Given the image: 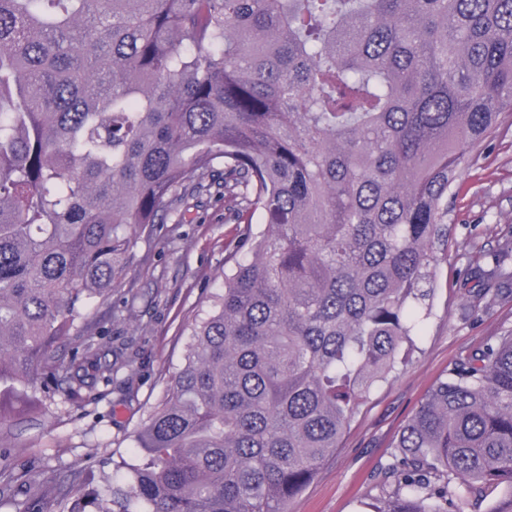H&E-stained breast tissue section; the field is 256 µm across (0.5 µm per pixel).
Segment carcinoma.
Here are the masks:
<instances>
[{
  "mask_svg": "<svg viewBox=\"0 0 512 512\" xmlns=\"http://www.w3.org/2000/svg\"><path fill=\"white\" fill-rule=\"evenodd\" d=\"M512 115V0H0V427L112 381L137 230L224 179L243 257L135 437L63 512H286L409 364L457 170ZM78 339L68 357L61 345ZM375 512H512V334L460 358Z\"/></svg>",
  "mask_w": 512,
  "mask_h": 512,
  "instance_id": "carcinoma-1",
  "label": "carcinoma"
}]
</instances>
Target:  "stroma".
<instances>
[{"label": "stroma", "instance_id": "1", "mask_svg": "<svg viewBox=\"0 0 512 512\" xmlns=\"http://www.w3.org/2000/svg\"><path fill=\"white\" fill-rule=\"evenodd\" d=\"M187 205L185 223L139 229L135 264L90 316L112 338V383L83 391L78 404L57 393L42 412L0 431L15 471L0 512L27 501L37 512H59L56 491L87 485L107 497L122 485L114 460L132 459L134 436L182 366L191 328L223 286L245 231L264 229L259 215L249 227L225 223L224 192L215 187ZM446 222L448 253L436 265L431 314L411 364L374 388L289 512H369L384 497L378 472L430 387L471 349L512 333V120L461 167ZM494 267L502 293L479 295L477 272Z\"/></svg>", "mask_w": 512, "mask_h": 512}]
</instances>
